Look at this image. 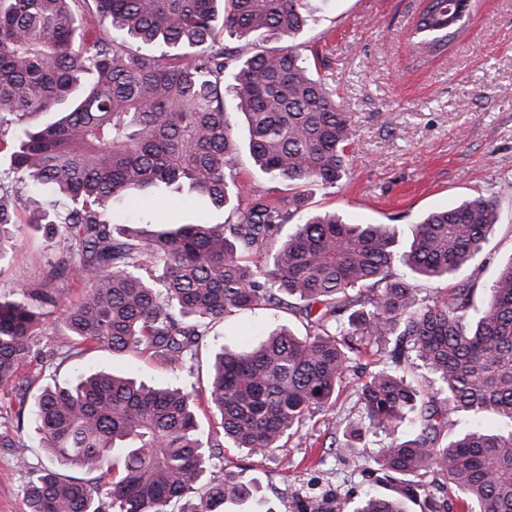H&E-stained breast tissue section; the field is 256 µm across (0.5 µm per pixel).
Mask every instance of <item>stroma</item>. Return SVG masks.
Instances as JSON below:
<instances>
[{
    "instance_id": "1",
    "label": "stroma",
    "mask_w": 512,
    "mask_h": 512,
    "mask_svg": "<svg viewBox=\"0 0 512 512\" xmlns=\"http://www.w3.org/2000/svg\"><path fill=\"white\" fill-rule=\"evenodd\" d=\"M421 3L311 0L313 19L301 40L325 54V76L342 99L354 139L347 177L333 188L308 187L309 208L335 211L354 222L397 225L404 243L424 214L495 195L502 221L469 268L483 289L512 258V0H480L463 36L426 62L419 60L411 34ZM0 194L28 200L18 212L19 245L0 261V293L6 294L17 283L41 281L63 242L52 225L37 221L52 211V196L31 193L26 183L14 180L1 184ZM214 218L206 207L188 208L177 196L156 211L132 207L124 213L129 227L139 229ZM60 316L59 308H49L37 332L48 361L26 364L16 380L29 395L109 368L150 384L171 383L156 361L136 354L91 349L66 357L73 339ZM261 323L248 314L218 323L200 351V373H207L220 346L240 350L253 344ZM359 383L351 377L335 406L273 454L225 449V468L255 488L253 497L232 505L231 512H298L301 505L326 498L341 512H352L365 494L396 495L395 485L377 482L368 470L380 448L413 435L412 425L372 430L359 440L332 434L331 420L356 413ZM55 465L34 435L25 452L0 447V512H27L26 483Z\"/></svg>"
}]
</instances>
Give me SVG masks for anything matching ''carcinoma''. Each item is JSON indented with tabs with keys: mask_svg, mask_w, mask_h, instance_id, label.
<instances>
[{
	"mask_svg": "<svg viewBox=\"0 0 512 512\" xmlns=\"http://www.w3.org/2000/svg\"><path fill=\"white\" fill-rule=\"evenodd\" d=\"M308 0H0V149L13 174L62 201L51 223L63 250L38 287L0 296V386L39 357L34 341L48 306L76 346L147 354L168 371L191 361L213 326L234 314L291 312L306 335L275 323L245 350L213 356L207 389L182 379L155 387L95 372L46 387L0 418V445L27 447L33 430L73 478L46 468L27 482L28 512H165L197 494L190 512H219L250 498L217 464L220 448L264 456L335 404L362 356L375 369L358 388L362 430L409 422L414 438L374 458L395 498L368 496L353 512H512V260L474 305L465 275L501 216L480 195L429 213L406 250L394 224L353 223L306 208L305 185L334 187L347 174L353 132L319 50L295 42ZM248 49L228 48L216 23ZM448 0H426L415 28L420 58L461 35ZM271 40L286 45L269 48ZM247 123L255 166L274 187L249 192L235 173L238 146L224 99ZM43 112L59 118L38 126ZM181 195L223 216L132 234L115 209ZM0 199V259L14 250L15 215ZM301 222L284 240L283 228ZM77 271L75 300L60 282ZM422 280L455 281L417 298ZM421 368L412 385L392 370ZM221 431L199 434L196 402ZM492 413L504 429L448 439L452 417Z\"/></svg>",
	"mask_w": 512,
	"mask_h": 512,
	"instance_id": "carcinoma-1",
	"label": "carcinoma"
}]
</instances>
